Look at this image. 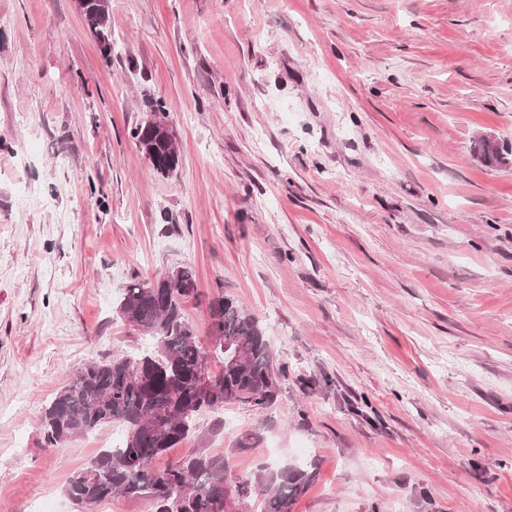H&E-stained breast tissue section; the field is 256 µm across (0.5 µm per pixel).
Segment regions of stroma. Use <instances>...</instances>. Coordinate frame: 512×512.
<instances>
[{
	"label": "stroma",
	"mask_w": 512,
	"mask_h": 512,
	"mask_svg": "<svg viewBox=\"0 0 512 512\" xmlns=\"http://www.w3.org/2000/svg\"><path fill=\"white\" fill-rule=\"evenodd\" d=\"M110 21L106 57L76 0H0V512H76L68 478L123 429L45 448L42 411L148 347L117 296L181 265L202 345L231 296L288 377L174 457L313 464L291 512H512V165L472 155L512 145V0H110ZM159 100L166 177L131 136ZM478 148L480 160L486 165H501L502 158L509 155L508 145L489 142L483 137L479 140ZM503 161V165L511 164L507 157H505Z\"/></svg>",
	"instance_id": "1"
}]
</instances>
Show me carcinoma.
I'll use <instances>...</instances> for the list:
<instances>
[{
	"label": "carcinoma",
	"instance_id": "1",
	"mask_svg": "<svg viewBox=\"0 0 512 512\" xmlns=\"http://www.w3.org/2000/svg\"><path fill=\"white\" fill-rule=\"evenodd\" d=\"M90 34L99 49L112 45L109 5ZM153 170L169 175L180 164L174 134L140 124L132 130ZM479 157L500 165L508 146L480 139ZM199 297L194 269L168 280L134 279L122 289L115 312L151 341L136 354L90 359L75 370L42 412V443L59 448L118 422L121 443L102 448L69 480L65 494L81 508L115 496L144 497L153 512H290V505L315 480L316 472L296 465H263L251 479L231 480L228 459L207 448L172 460L170 452L196 432V417L226 403L265 407L278 396L284 368L277 365L268 328L236 300L219 296L208 304L213 351L200 345L184 303ZM243 352H237V345ZM221 362L217 381L201 386L200 366Z\"/></svg>",
	"mask_w": 512,
	"mask_h": 512
}]
</instances>
